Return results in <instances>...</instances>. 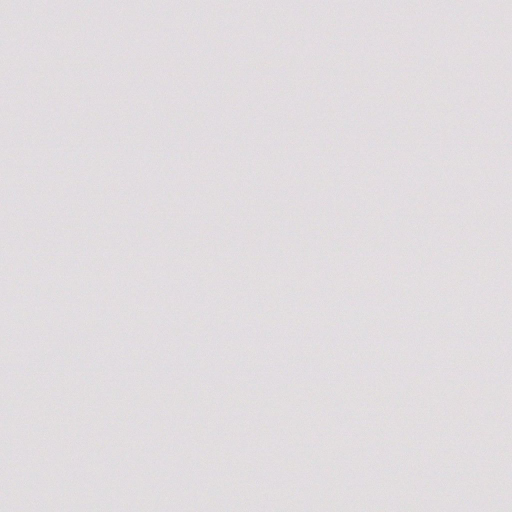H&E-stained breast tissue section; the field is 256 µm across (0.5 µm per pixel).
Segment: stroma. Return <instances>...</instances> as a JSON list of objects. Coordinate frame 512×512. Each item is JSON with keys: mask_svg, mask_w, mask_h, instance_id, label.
<instances>
[{"mask_svg": "<svg viewBox=\"0 0 512 512\" xmlns=\"http://www.w3.org/2000/svg\"><path fill=\"white\" fill-rule=\"evenodd\" d=\"M193 3L29 0L20 27L0 23V113L19 116L0 125V228L26 246L0 253V306L31 299L38 320L0 324V448L25 443L0 512H398L427 485L418 512H512V284L470 260H512V226L471 195L506 186L512 5ZM475 142L476 174L374 171ZM100 143L122 162L93 196L75 163ZM225 146L291 166L231 182ZM139 247L168 276H134ZM259 255L288 279L263 278ZM72 264L112 276L95 317L71 300ZM419 265L447 269L444 311L416 296ZM183 286L194 299L172 304ZM462 293L498 320L447 331ZM476 343L482 363L453 353ZM382 478L392 498L373 494Z\"/></svg>", "mask_w": 512, "mask_h": 512, "instance_id": "stroma-1", "label": "stroma"}]
</instances>
